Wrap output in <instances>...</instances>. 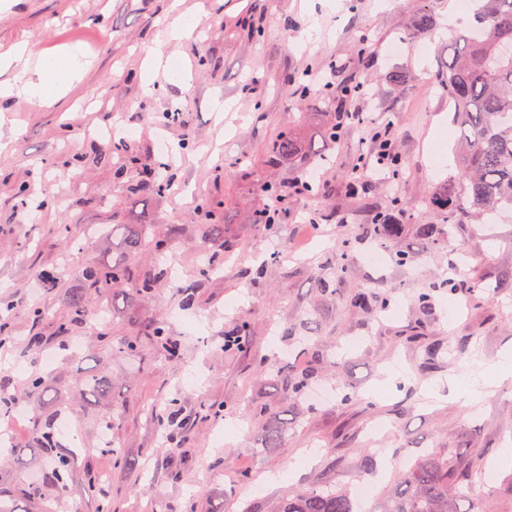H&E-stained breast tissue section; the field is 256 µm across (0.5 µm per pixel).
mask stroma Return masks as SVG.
I'll list each match as a JSON object with an SVG mask.
<instances>
[{"instance_id":"35a3bbf8","label":"stroma","mask_w":512,"mask_h":512,"mask_svg":"<svg viewBox=\"0 0 512 512\" xmlns=\"http://www.w3.org/2000/svg\"><path fill=\"white\" fill-rule=\"evenodd\" d=\"M449 2L431 0L436 24L422 33L420 0H0V53L26 42L35 49L28 66L69 50L84 64L81 80L53 105L22 94L0 100V332L8 342L0 393L20 396L27 409L10 423V448L0 447V486L20 487L47 469L38 425L53 423L58 451L80 455L69 493L44 485L29 512H43L47 501L56 512H275L300 490L364 482L376 487L373 510L403 467L402 448L493 464L476 489L512 512V462L504 458L512 448V378L492 382L476 404L460 396L472 375L460 355L466 338L485 372L512 350V215L478 224L432 203L458 174V129L439 83ZM180 16L195 27L191 38L169 37ZM251 26L260 36L248 34ZM156 50L181 69H158V90L147 96L139 73ZM311 69L333 88L349 81L360 90L326 111L321 85L298 97L297 80ZM397 71L404 81H391ZM340 110L361 123L326 145L328 163L268 162L270 143L300 113H317L309 129L317 136ZM388 113L399 118L400 189L391 192L389 173L378 170L350 193L369 130ZM118 129L134 132L127 151L112 148ZM162 141L167 150H159ZM131 155L143 166H167L164 193L131 194L130 177L119 174ZM312 169L314 191L292 193ZM265 185L289 192L271 230L256 221ZM203 208L222 214L223 242L208 238ZM386 223L397 233L387 235ZM105 224H152L173 245L161 257L147 249L130 257L119 238L100 234ZM420 224L457 230L428 241ZM377 244L386 259L372 264L366 254ZM399 253L406 264L396 262ZM461 253L480 282L475 311L469 288L451 295L436 287ZM209 254L223 263L205 278L199 270ZM122 258L136 274L169 267L173 275L159 276L149 293L113 289L107 318L57 336L84 267ZM341 261L347 273H336ZM386 294L391 310L372 315L376 296ZM358 295L365 307L354 306ZM33 306L45 312L40 322L27 315ZM147 321L165 322L181 344L178 359L147 338ZM242 325L247 349L226 352L225 335ZM104 334L136 340V354L113 355ZM300 336L320 349L341 346L340 364H318L319 384L347 383L360 401L289 398L277 368L300 363ZM432 346L438 357H428ZM47 352L58 355L54 386L29 393ZM80 374L103 378L110 393L84 396ZM171 400L186 427H154L151 408ZM256 407L293 424L287 451L262 450L260 425L235 420ZM110 440L138 459L137 470L116 468ZM90 472L104 479L99 493L85 488Z\"/></svg>"}]
</instances>
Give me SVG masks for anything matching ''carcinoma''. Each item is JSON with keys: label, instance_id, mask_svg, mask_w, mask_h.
<instances>
[{"label": "carcinoma", "instance_id": "cac0c4a2", "mask_svg": "<svg viewBox=\"0 0 512 512\" xmlns=\"http://www.w3.org/2000/svg\"><path fill=\"white\" fill-rule=\"evenodd\" d=\"M475 30H454L448 37V65L441 72V85L455 102L454 123L460 130L456 142L457 192L443 193L439 200L455 207L466 218L495 216L512 209V0H475ZM306 113L284 130L272 143L271 153L303 165L322 158L321 150L308 140ZM167 179L156 170L142 169L134 189L161 194ZM128 249L136 252L153 246L163 255L172 246L170 239L150 234L147 224L123 227ZM130 280L127 263L92 264L82 273V287L66 297L67 315L56 325L61 337L83 322L93 306L112 299V286ZM149 336L167 357L178 355L177 340L165 326L146 324ZM315 371L307 366L298 371H281V384L288 393L300 397L312 384ZM263 425V447H288V423L268 415ZM109 451L115 465L134 470L138 460L122 449ZM76 466L73 459L59 456L47 476L60 493L69 487ZM478 466L466 457L421 451L398 479L380 506V512H497L493 499L475 491ZM40 486L29 484L17 491L0 489V512H22L18 501L39 495ZM276 512H359L357 503L345 489L311 488L296 493L278 505Z\"/></svg>", "mask_w": 512, "mask_h": 512}]
</instances>
